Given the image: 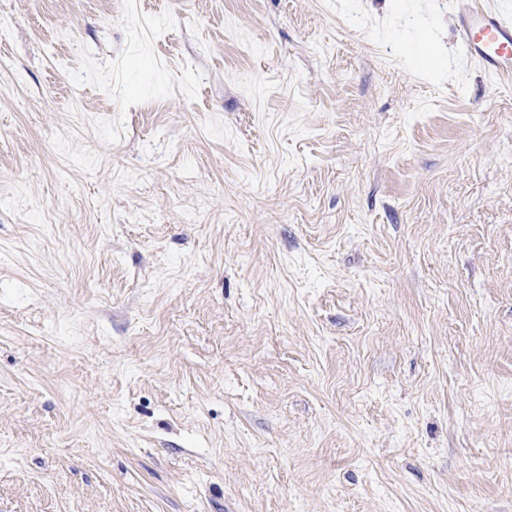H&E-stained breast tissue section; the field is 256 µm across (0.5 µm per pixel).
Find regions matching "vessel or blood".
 Segmentation results:
<instances>
[{
	"label": "vessel or blood",
	"instance_id": "obj_1",
	"mask_svg": "<svg viewBox=\"0 0 512 512\" xmlns=\"http://www.w3.org/2000/svg\"><path fill=\"white\" fill-rule=\"evenodd\" d=\"M460 44L495 80L512 82V11H494L480 0H460L456 13Z\"/></svg>",
	"mask_w": 512,
	"mask_h": 512
}]
</instances>
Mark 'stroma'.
<instances>
[{"mask_svg":"<svg viewBox=\"0 0 512 512\" xmlns=\"http://www.w3.org/2000/svg\"><path fill=\"white\" fill-rule=\"evenodd\" d=\"M0 512H512L450 0H0Z\"/></svg>","mask_w":512,"mask_h":512,"instance_id":"35a3bbf8","label":"stroma"}]
</instances>
